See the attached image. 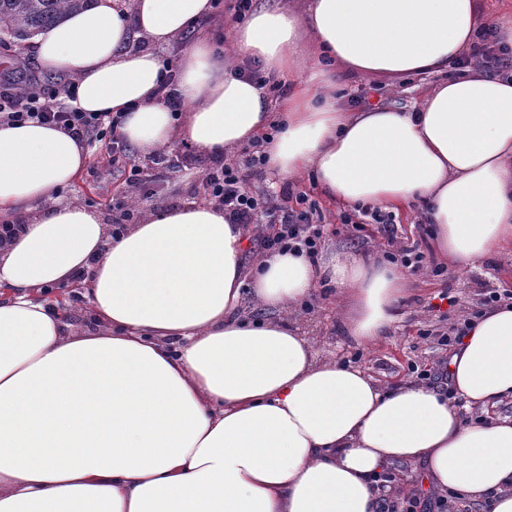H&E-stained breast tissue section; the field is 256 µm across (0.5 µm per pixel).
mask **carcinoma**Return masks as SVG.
Returning a JSON list of instances; mask_svg holds the SVG:
<instances>
[{"label":"carcinoma","instance_id":"1","mask_svg":"<svg viewBox=\"0 0 512 512\" xmlns=\"http://www.w3.org/2000/svg\"><path fill=\"white\" fill-rule=\"evenodd\" d=\"M93 0H0V47L25 40L60 21L67 12L83 10Z\"/></svg>","mask_w":512,"mask_h":512}]
</instances>
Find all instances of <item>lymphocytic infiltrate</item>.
I'll list each match as a JSON object with an SVG mask.
<instances>
[{
    "mask_svg": "<svg viewBox=\"0 0 512 512\" xmlns=\"http://www.w3.org/2000/svg\"><path fill=\"white\" fill-rule=\"evenodd\" d=\"M74 94L72 82L46 84L34 77L19 78L16 73L0 74V121L22 124L37 121L55 124L78 138L107 140L112 145L113 161H124L126 182L143 197H151L157 177L140 166L126 162L127 145L118 134L119 115L109 112H80L66 108L64 99ZM266 163L263 152H246L233 162L211 157L201 183L204 198L223 205L233 221L249 225L267 222L273 231L261 239L265 249L295 252L317 259L323 245L322 216L306 193L284 185L279 194H259L249 190L250 177L262 175Z\"/></svg>",
    "mask_w": 512,
    "mask_h": 512,
    "instance_id": "f902f5d3",
    "label": "lymphocytic infiltrate"
}]
</instances>
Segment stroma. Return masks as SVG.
I'll use <instances>...</instances> for the list:
<instances>
[{
    "label": "stroma",
    "mask_w": 512,
    "mask_h": 512,
    "mask_svg": "<svg viewBox=\"0 0 512 512\" xmlns=\"http://www.w3.org/2000/svg\"><path fill=\"white\" fill-rule=\"evenodd\" d=\"M428 83V78L413 76L403 78L398 86L392 87L387 78L381 76L365 78L346 72L336 75L341 102L346 106L364 93L369 104L392 103L407 108L419 99ZM87 150V167L73 185L59 192V202H78L110 218L133 202L145 208L203 198L200 174L206 153L194 146L181 142L173 145V152L186 153L189 164L180 171L167 174L158 183L155 195L146 200L140 198L133 188L127 187L123 177L109 167L112 150L108 143L93 142L88 144ZM293 186L315 200L324 217L325 251L342 248L356 253L383 254L384 239L353 232L341 224L339 205L325 197L310 179L296 180ZM502 287L512 289V246L459 272L451 270L441 277L429 273L412 276V292L398 311V321L385 336L374 341L358 345L348 339L341 325L340 306L331 289L326 287L318 289L309 309H294L290 317L311 332L319 356L348 358L354 353H361L360 364L366 372L381 383L393 385L412 380L409 365H429L445 356L444 350L418 336L421 326L442 327L474 313L480 309L486 289ZM445 290L456 296V304L441 299L440 294Z\"/></svg>",
    "instance_id": "obj_1"
}]
</instances>
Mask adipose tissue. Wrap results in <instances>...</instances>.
<instances>
[{
  "label": "adipose tissue",
  "instance_id": "1",
  "mask_svg": "<svg viewBox=\"0 0 512 512\" xmlns=\"http://www.w3.org/2000/svg\"><path fill=\"white\" fill-rule=\"evenodd\" d=\"M212 13L213 0H95L37 34L35 54L75 77L71 107L120 113L142 156L178 139L219 156L259 140L272 174L312 175L339 205L426 204L455 268L512 246V78L446 74L486 23L478 0L255 11L228 46L183 49L172 87L187 110L173 114L155 49ZM249 59L288 95L271 102L240 73ZM340 67L441 80L411 112L347 111ZM86 162L63 127L0 122V216L22 226L0 244V512H378L374 479L397 460L512 512V417L491 414L512 399V304L475 318L450 356L451 386L483 412L467 421L432 387L386 389L317 359L279 318L324 284L349 336L374 340L410 286L390 263L270 251L245 270L243 228L214 202L144 210L116 238L100 212L55 200ZM72 285L99 332L79 334L41 298ZM247 297L272 318L239 315Z\"/></svg>",
  "mask_w": 512,
  "mask_h": 512
}]
</instances>
